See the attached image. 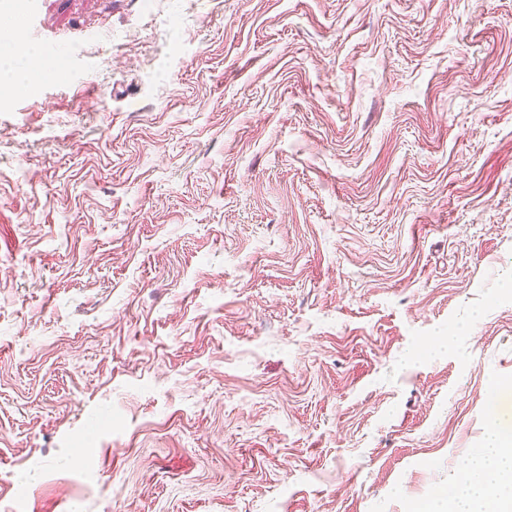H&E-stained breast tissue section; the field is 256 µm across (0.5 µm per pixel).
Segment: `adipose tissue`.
Listing matches in <instances>:
<instances>
[{"mask_svg": "<svg viewBox=\"0 0 512 512\" xmlns=\"http://www.w3.org/2000/svg\"><path fill=\"white\" fill-rule=\"evenodd\" d=\"M429 512H512V424L498 423L486 432L451 496L438 498Z\"/></svg>", "mask_w": 512, "mask_h": 512, "instance_id": "obj_1", "label": "adipose tissue"}]
</instances>
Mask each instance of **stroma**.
<instances>
[{
    "mask_svg": "<svg viewBox=\"0 0 512 512\" xmlns=\"http://www.w3.org/2000/svg\"><path fill=\"white\" fill-rule=\"evenodd\" d=\"M6 18L0 512L448 493L512 420V0Z\"/></svg>",
    "mask_w": 512,
    "mask_h": 512,
    "instance_id": "stroma-1",
    "label": "stroma"
}]
</instances>
